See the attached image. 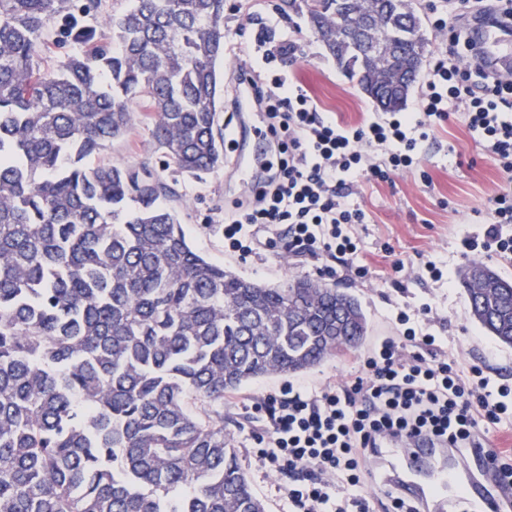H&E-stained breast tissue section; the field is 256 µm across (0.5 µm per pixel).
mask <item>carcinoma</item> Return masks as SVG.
<instances>
[{
  "instance_id": "cac0c4a2",
  "label": "carcinoma",
  "mask_w": 512,
  "mask_h": 512,
  "mask_svg": "<svg viewBox=\"0 0 512 512\" xmlns=\"http://www.w3.org/2000/svg\"><path fill=\"white\" fill-rule=\"evenodd\" d=\"M71 0H0V512H266L224 438V395L358 348L359 301L310 278L259 284L198 254L151 162L85 160L150 121L162 168L224 163V0H131L83 26ZM309 29L373 103L402 109L431 40L413 0H380L382 56ZM279 11L306 16L305 0ZM82 51L52 65L48 29ZM470 316L512 346V281L461 277Z\"/></svg>"
}]
</instances>
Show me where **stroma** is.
I'll return each instance as SVG.
<instances>
[{
	"instance_id": "stroma-1",
	"label": "stroma",
	"mask_w": 512,
	"mask_h": 512,
	"mask_svg": "<svg viewBox=\"0 0 512 512\" xmlns=\"http://www.w3.org/2000/svg\"><path fill=\"white\" fill-rule=\"evenodd\" d=\"M277 0H224L225 69L244 63L261 75L271 69L254 49V34L271 23L276 41L297 46L294 56L280 67L306 90L324 115L345 126H357L381 117L382 112L350 81L298 17L282 16ZM235 146L224 149V163L195 179L164 171L179 192L175 204L192 248L202 256L224 264L239 276L267 285L294 277H308L356 296L368 322V332L359 349L328 358L302 373V380L319 384L347 377L357 368L362 354L382 340L396 336L395 316L400 308L416 309L431 304L433 311L424 332L439 336L449 358L491 372L500 382L512 385V347L497 343L473 322L467 311L466 294L459 277L471 261L478 260L512 279V254L465 253L464 231L480 230L484 201L505 183L495 162L484 153L466 126L462 113H451L421 150L412 172L394 175L392 181L369 183L356 179L351 202L361 204L367 223L358 225V255L350 264L331 263L294 256L283 247L240 260L224 254L221 225L225 210L249 196L248 186L233 171ZM151 127L137 123L129 135L112 141L97 156L108 164L156 157ZM434 262L451 272V280L420 279L409 273L419 259ZM402 262L404 272L391 269ZM333 265L329 275L320 267ZM369 273L358 277V266ZM288 375L259 379L224 398V431L235 448L240 466L267 512H286L284 478L265 473L257 461L249 421V399L268 391L277 392L291 383Z\"/></svg>"
}]
</instances>
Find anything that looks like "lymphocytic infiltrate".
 <instances>
[{
	"label": "lymphocytic infiltrate",
	"mask_w": 512,
	"mask_h": 512,
	"mask_svg": "<svg viewBox=\"0 0 512 512\" xmlns=\"http://www.w3.org/2000/svg\"><path fill=\"white\" fill-rule=\"evenodd\" d=\"M435 28L448 42L413 111L360 126L320 116L314 100L291 76H272L258 88L281 159L250 200L224 213V245L245 259L287 238L295 255L349 260L358 250L356 225L366 210L351 203V179L391 181L412 170L422 145L450 113L460 112L483 150L509 183L484 204L483 232H465L470 252L512 253V73L474 61V44L453 17ZM432 310L399 311L400 339L388 338L359 360L354 374L320 387L305 383L251 401L270 425L253 439L260 467L288 478V512H370L363 494L364 458L385 435L434 434L470 448L490 427L512 423V386L480 367H460L441 353L435 336L417 334L412 320Z\"/></svg>",
	"instance_id": "lymphocytic-infiltrate-1"
}]
</instances>
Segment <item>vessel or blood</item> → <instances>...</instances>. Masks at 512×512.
<instances>
[{"label": "vessel or blood", "instance_id": "1", "mask_svg": "<svg viewBox=\"0 0 512 512\" xmlns=\"http://www.w3.org/2000/svg\"><path fill=\"white\" fill-rule=\"evenodd\" d=\"M511 40L508 26H479L478 61L498 59ZM234 95L241 111H255L251 77L244 71L234 76ZM234 170L251 189L259 188L262 178L250 156L237 153ZM509 452L512 440L507 438H489L482 447L462 450L436 439L389 436L370 453L367 466L373 473L375 499L381 504L393 494L413 502L419 512H512V482L501 473Z\"/></svg>", "mask_w": 512, "mask_h": 512}]
</instances>
